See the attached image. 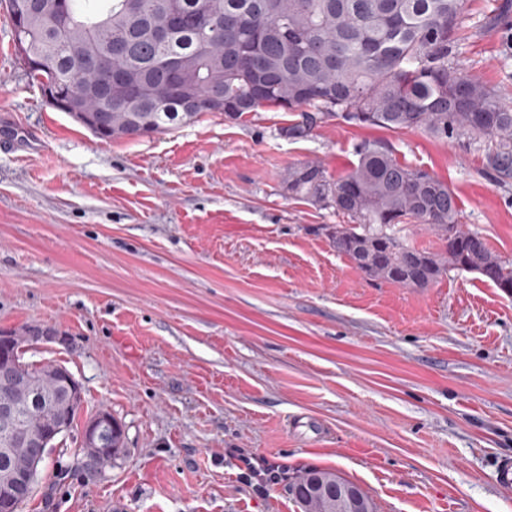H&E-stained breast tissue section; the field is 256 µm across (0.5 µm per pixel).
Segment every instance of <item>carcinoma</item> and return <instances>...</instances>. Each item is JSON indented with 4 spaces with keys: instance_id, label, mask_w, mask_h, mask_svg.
<instances>
[{
    "instance_id": "cac0c4a2",
    "label": "carcinoma",
    "mask_w": 512,
    "mask_h": 512,
    "mask_svg": "<svg viewBox=\"0 0 512 512\" xmlns=\"http://www.w3.org/2000/svg\"><path fill=\"white\" fill-rule=\"evenodd\" d=\"M20 13L40 89L58 91L103 117L85 124L102 139L164 133L216 112L238 120L263 107L299 113L280 128L293 140L331 118L391 131L420 129L442 139L485 142L486 167L512 178V110L479 78L448 60L463 0H4ZM130 95L102 97L106 86ZM357 164L335 179L306 162L288 169V191L350 219L328 231L336 252L370 280L427 288L451 271L475 273L512 294V264L459 224L457 194L434 174L400 161L389 145L363 141ZM427 226L436 250L409 239L408 222ZM33 366L0 377V406L17 407L19 434L70 420L81 407ZM86 460L96 471L123 449ZM31 463L25 447L0 454V480Z\"/></svg>"
}]
</instances>
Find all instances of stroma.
Returning <instances> with one entry per match:
<instances>
[{
  "label": "stroma",
  "instance_id": "35a3bbf8",
  "mask_svg": "<svg viewBox=\"0 0 512 512\" xmlns=\"http://www.w3.org/2000/svg\"><path fill=\"white\" fill-rule=\"evenodd\" d=\"M451 57L512 109V0H464ZM291 113L205 112L106 141L22 71L0 8V331L55 338L84 403L21 512H301L296 473L334 471L377 512H512V295L453 271L425 289L364 278L334 209L288 193L290 166L348 172L363 140L448 182L460 222L512 262V179L485 147ZM126 429L83 464L97 411ZM108 427L111 428L112 433L106 446L110 451H112V446L117 447L112 453V456L107 451L100 455L106 444L104 441V431ZM115 431H117L116 436H114ZM123 438V427L117 420L112 418V414L105 411L98 412L92 419L87 422L83 430L81 450L86 456H99L92 459H87L84 456L86 458L85 467L91 472L96 471L106 466L107 463L112 462V460L121 453L124 447Z\"/></svg>",
  "mask_w": 512,
  "mask_h": 512
}]
</instances>
